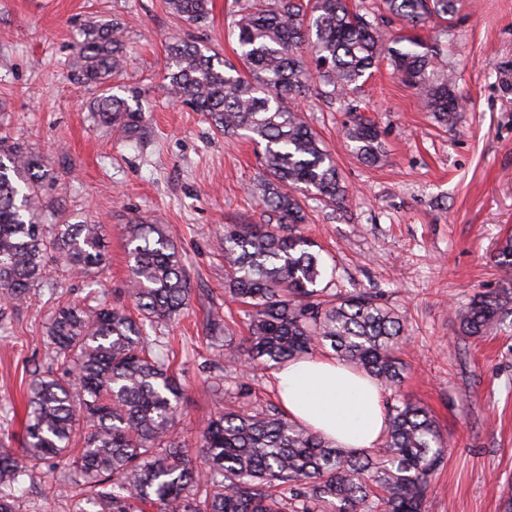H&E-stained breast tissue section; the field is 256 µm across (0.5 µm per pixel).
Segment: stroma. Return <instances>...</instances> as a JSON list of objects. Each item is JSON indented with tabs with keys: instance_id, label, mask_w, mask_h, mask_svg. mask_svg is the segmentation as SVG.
<instances>
[{
	"instance_id": "stroma-1",
	"label": "stroma",
	"mask_w": 512,
	"mask_h": 512,
	"mask_svg": "<svg viewBox=\"0 0 512 512\" xmlns=\"http://www.w3.org/2000/svg\"><path fill=\"white\" fill-rule=\"evenodd\" d=\"M236 8V0H212L207 20L190 24L166 0H0V135L47 160L45 205L106 225L109 241L95 275L51 264L46 286L28 303H0V447L20 450L29 372L54 356L48 283L71 301L126 302L123 226L134 218L162 226L190 279L188 309L155 331L170 342L186 387L178 429L187 447L214 412L253 399L279 407L272 370L247 375L236 361L245 315L224 295L218 247L225 225L262 221L250 191L261 172L258 150L245 137L218 133L204 113L160 89L173 39L236 61L228 35ZM93 17L122 26L126 63L113 91H138L148 123L141 140L94 126L87 106L99 91L72 76V45ZM442 60L462 104L445 127L388 65L364 82L360 106L384 133L386 160L377 166L352 154L339 100L310 88L302 107L348 197L341 206L307 197L300 230L321 247L323 288L382 292L404 317L401 395L431 412L448 444L428 488L431 512H504L512 489V316L473 338L459 334L452 312L507 285L496 255L512 232V0H463ZM212 312L233 316L229 342L208 338ZM18 502L20 512H71L44 467Z\"/></svg>"
}]
</instances>
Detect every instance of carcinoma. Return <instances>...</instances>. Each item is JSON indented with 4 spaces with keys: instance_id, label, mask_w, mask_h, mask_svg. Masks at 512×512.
I'll use <instances>...</instances> for the list:
<instances>
[{
    "instance_id": "carcinoma-1",
    "label": "carcinoma",
    "mask_w": 512,
    "mask_h": 512,
    "mask_svg": "<svg viewBox=\"0 0 512 512\" xmlns=\"http://www.w3.org/2000/svg\"><path fill=\"white\" fill-rule=\"evenodd\" d=\"M386 16L432 35L385 37L376 19L347 0H244L232 21L239 64L176 39L168 47L166 93L208 115L222 134L262 147L254 183L262 224L224 225V293L248 308L243 349L265 370L330 347L337 358L392 391L400 389L404 320L381 295L326 298L316 244L286 231L304 223L301 194L342 203L347 190L336 163L298 102L312 82L344 103L343 133L356 157L384 160L383 133L353 96L383 60L448 126L460 109L451 75L440 65L443 42L461 0H380ZM189 23L209 15L210 0H168ZM74 76L102 88L91 118L128 140L147 131L131 97L112 93L125 60L115 20L83 25L73 45ZM39 155L0 137V298L30 299L48 263L89 274L107 261L102 224L42 219ZM127 295L140 314L100 302L59 301L47 338L53 368L34 370L26 389L21 453L0 450V512H17V496L37 467L71 451L76 425L83 448L68 463L61 491L73 512H429L426 489L448 448L424 407L387 406L382 446L346 450L288 415L269 410L221 411L207 419L197 447L177 431L184 395L169 351L150 335L155 324L187 308L191 288L181 255L158 224L124 225ZM512 275V236L496 255ZM512 310V291L475 295L456 313L461 335L483 337Z\"/></svg>"
}]
</instances>
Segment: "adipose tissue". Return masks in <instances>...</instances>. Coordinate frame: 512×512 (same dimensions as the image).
<instances>
[{"mask_svg":"<svg viewBox=\"0 0 512 512\" xmlns=\"http://www.w3.org/2000/svg\"><path fill=\"white\" fill-rule=\"evenodd\" d=\"M289 418L347 449L380 444L387 426L383 389L345 362L317 355L288 362L274 374Z\"/></svg>","mask_w":512,"mask_h":512,"instance_id":"obj_1","label":"adipose tissue"}]
</instances>
